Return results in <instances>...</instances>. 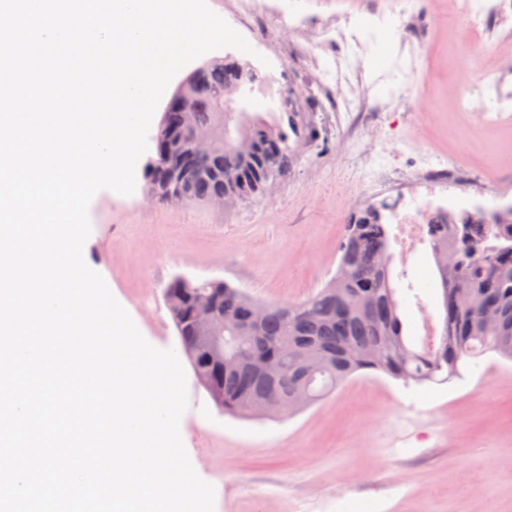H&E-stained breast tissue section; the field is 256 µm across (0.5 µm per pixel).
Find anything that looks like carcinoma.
Here are the masks:
<instances>
[{"mask_svg":"<svg viewBox=\"0 0 512 512\" xmlns=\"http://www.w3.org/2000/svg\"><path fill=\"white\" fill-rule=\"evenodd\" d=\"M253 72L235 61L203 65L184 89L185 101L165 108L154 136L155 157L144 169L147 189L163 193L172 171L183 168L178 184L185 202H205L235 188L247 200L262 194L258 178L265 167L285 176L298 157L290 135L298 134L290 113L245 114L224 111V87L252 84ZM250 129L254 152L244 158L233 149V134ZM193 128L214 132L213 147L204 153L180 150ZM433 255L451 249L458 264L450 272L436 264L443 324L439 346L413 349L403 335L396 288L391 282L390 230L378 222L373 206L355 211L339 244L336 273L319 290L290 304H266L260 323L252 313L259 301L220 280L198 286L175 276L165 288L181 344L198 345L192 369L210 377L212 393L224 412L257 416L263 405L270 412L291 414L315 404L359 371L386 374L417 384L460 376L464 360L494 353L512 361V210L492 224L467 216L459 224L428 225ZM212 299L215 314L224 319V368L203 353L208 342L192 321L195 297ZM492 309L501 316L493 332L478 319ZM256 360L288 362L277 380L261 375Z\"/></svg>","mask_w":512,"mask_h":512,"instance_id":"1","label":"carcinoma"}]
</instances>
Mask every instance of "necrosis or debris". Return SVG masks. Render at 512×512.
Masks as SVG:
<instances>
[{
	"label": "necrosis or debris",
	"instance_id": "obj_1",
	"mask_svg": "<svg viewBox=\"0 0 512 512\" xmlns=\"http://www.w3.org/2000/svg\"><path fill=\"white\" fill-rule=\"evenodd\" d=\"M451 19L474 31L489 19L512 17V0H452ZM234 16L245 37L279 39V51L308 75V96L341 99V110L320 113L327 137L346 131V150L336 161L352 182L377 188L382 196L383 223L389 224L392 241L401 257L430 244L428 227L447 223L467 187L455 159L423 151L404 161L393 134L394 124L413 96L395 95L385 101L361 92L364 57L368 51L367 27L387 26L401 45L418 44V29L425 19L408 11L402 0L390 6L371 0L368 8L355 6L312 18L285 11L281 0H235Z\"/></svg>",
	"mask_w": 512,
	"mask_h": 512
}]
</instances>
